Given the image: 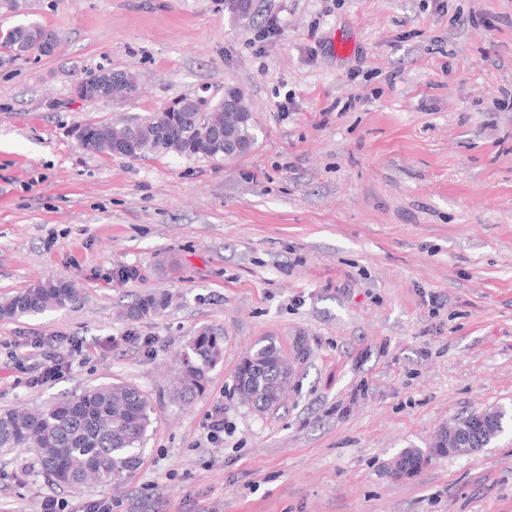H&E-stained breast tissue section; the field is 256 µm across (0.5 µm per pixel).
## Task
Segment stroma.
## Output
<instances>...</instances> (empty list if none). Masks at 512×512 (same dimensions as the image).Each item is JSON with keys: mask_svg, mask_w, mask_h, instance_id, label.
Segmentation results:
<instances>
[{"mask_svg": "<svg viewBox=\"0 0 512 512\" xmlns=\"http://www.w3.org/2000/svg\"><path fill=\"white\" fill-rule=\"evenodd\" d=\"M29 2L60 44L0 68V301L56 276L81 296L0 318V411L122 381L157 424L116 491L54 485L30 452L0 451V512L48 495L70 512L101 497L112 512H512V432L390 472L451 419L512 404V0H258L250 23L224 0ZM270 18L279 34L258 40ZM99 69L139 95L76 99ZM230 87L257 135L235 160L77 143L86 124ZM151 292L170 305L123 317ZM204 327L224 357L172 405L176 354ZM47 336L61 373L35 386ZM264 339L293 378L259 413L233 375Z\"/></svg>", "mask_w": 512, "mask_h": 512, "instance_id": "obj_1", "label": "stroma"}]
</instances>
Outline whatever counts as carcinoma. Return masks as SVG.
I'll return each instance as SVG.
<instances>
[{
  "mask_svg": "<svg viewBox=\"0 0 512 512\" xmlns=\"http://www.w3.org/2000/svg\"><path fill=\"white\" fill-rule=\"evenodd\" d=\"M225 8L238 22L251 21V0H224ZM58 44L55 32L34 21L21 23L0 39V68L17 60L43 56L42 45ZM110 70L88 72L76 86L85 99L96 101ZM239 93L224 92V98L206 103L203 109L178 112L171 120L156 112L118 127L110 122L87 124L80 138L95 153L142 160L166 156L233 160L255 145L253 119L225 111L226 100ZM79 299V289L67 279L39 281L0 302V318H21L51 309L65 308ZM168 304L165 294L149 293L127 310L133 320L160 312ZM223 338L203 328L188 339L179 353L180 387L171 401L181 403L205 391L208 373L222 359ZM292 375L287 357L272 340H263L246 352L233 377V390L241 402L259 412L278 407ZM156 407L151 397L131 384L102 383L84 388L61 400L32 410L0 412V449L35 448L42 472L59 486L95 481L110 485L126 479L141 462L146 441L154 431ZM448 449L429 446L405 448L392 461V472L410 477L420 473Z\"/></svg>",
  "mask_w": 512,
  "mask_h": 512,
  "instance_id": "carcinoma-1",
  "label": "carcinoma"
}]
</instances>
